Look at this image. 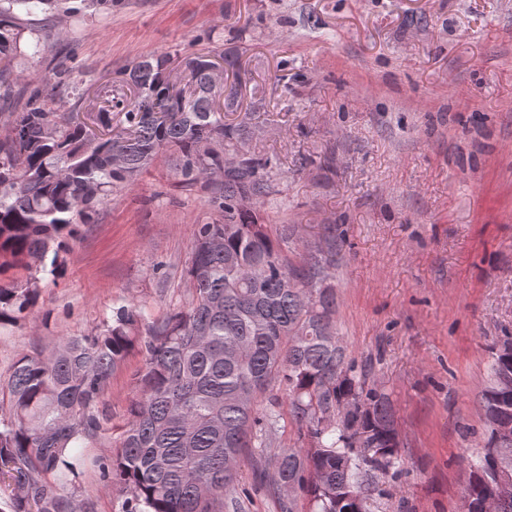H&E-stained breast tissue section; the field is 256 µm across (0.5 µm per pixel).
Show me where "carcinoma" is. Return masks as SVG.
<instances>
[{
	"label": "carcinoma",
	"mask_w": 512,
	"mask_h": 512,
	"mask_svg": "<svg viewBox=\"0 0 512 512\" xmlns=\"http://www.w3.org/2000/svg\"><path fill=\"white\" fill-rule=\"evenodd\" d=\"M119 0H0V98L16 62L35 57L56 32L20 14L64 20L107 13ZM146 56L119 71L129 97L106 85L95 95L68 69L53 88L37 78L0 127V328L18 325L56 276L74 226L89 224L156 160L176 156V184L207 192L215 218L197 225L187 294L160 316L121 299L95 332L22 354L0 379V512H91L70 489L89 468L122 492L119 512H242L224 492L243 451L259 474L271 469L280 512H373L403 475L389 394L336 336V293L325 253L283 255L264 209L273 164L247 149L249 117L226 121L211 54ZM110 127L89 133L87 123ZM253 207L238 208L241 193ZM293 277L298 288L285 287ZM144 357L135 396L112 454L91 457L84 441L102 430L111 375L133 351ZM285 395L287 411L279 398ZM269 396L270 407L259 408ZM486 431L467 457L459 512H475L489 484L512 481V350L492 349L482 394ZM291 424L306 448H280Z\"/></svg>",
	"instance_id": "cac0c4a2"
}]
</instances>
